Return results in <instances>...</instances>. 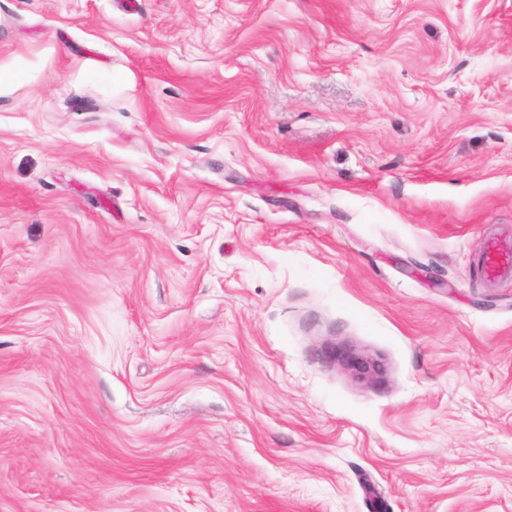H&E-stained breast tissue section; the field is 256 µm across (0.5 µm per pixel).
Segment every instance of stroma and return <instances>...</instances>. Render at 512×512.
I'll list each match as a JSON object with an SVG mask.
<instances>
[{"label": "stroma", "instance_id": "35a3bbf8", "mask_svg": "<svg viewBox=\"0 0 512 512\" xmlns=\"http://www.w3.org/2000/svg\"><path fill=\"white\" fill-rule=\"evenodd\" d=\"M1 66L0 512H512V0H0ZM484 269L489 276L512 271V245L498 239H489L484 250Z\"/></svg>", "mask_w": 512, "mask_h": 512}]
</instances>
